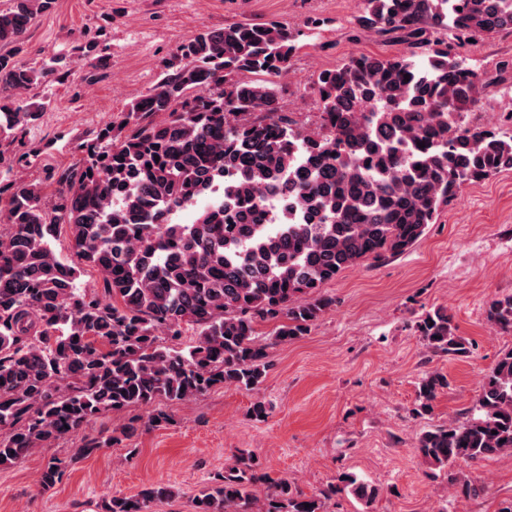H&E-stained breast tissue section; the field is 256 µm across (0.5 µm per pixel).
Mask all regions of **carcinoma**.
Here are the masks:
<instances>
[{
    "instance_id": "1",
    "label": "carcinoma",
    "mask_w": 512,
    "mask_h": 512,
    "mask_svg": "<svg viewBox=\"0 0 512 512\" xmlns=\"http://www.w3.org/2000/svg\"><path fill=\"white\" fill-rule=\"evenodd\" d=\"M53 3L14 0L0 11V49L11 47L0 52V143L17 141L46 110L15 93L69 72L64 57L37 68L17 59L34 13ZM363 3L359 32L392 34L408 51L356 55L320 72L318 129L292 127L272 82L288 73L298 35L277 21L236 22L181 42L122 123L102 127L59 175L55 203L35 183L9 194L10 230L0 232V466L53 447L104 411L146 408L158 427L171 420L168 404L224 386L256 389L267 343L307 334L334 305L323 285L363 260L404 254L464 186L512 170V140L466 125L482 79L448 46L511 30L512 0ZM156 114L165 119L146 121ZM216 185L223 197L194 223L171 220ZM62 224L101 275L102 292L79 287L80 268L54 249ZM486 316L512 331V294L491 300ZM263 324L273 325L267 343ZM414 328L435 354L469 353L442 307ZM447 387L445 375L425 374L412 413H431ZM135 422L85 439L75 454L121 444ZM415 452L444 473L512 455V348L483 376L466 419L422 430ZM67 467L50 461L42 488L61 483ZM258 483L268 484L262 497ZM342 493L368 508L379 488L342 473L307 495L243 454L195 499V512H325V500ZM176 495L157 483L114 495L103 509L152 512Z\"/></svg>"
}]
</instances>
